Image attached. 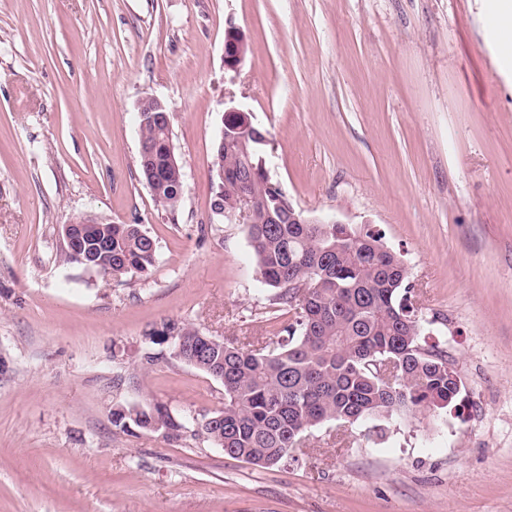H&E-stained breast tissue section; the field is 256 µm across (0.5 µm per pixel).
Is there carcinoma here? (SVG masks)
Here are the masks:
<instances>
[{
	"label": "carcinoma",
	"instance_id": "obj_1",
	"mask_svg": "<svg viewBox=\"0 0 512 512\" xmlns=\"http://www.w3.org/2000/svg\"><path fill=\"white\" fill-rule=\"evenodd\" d=\"M139 128L140 140L153 143L159 165L167 167L153 198L172 214L180 206L184 175L168 165L171 129ZM264 156L265 146L245 134L226 135L216 141L213 167L224 169L226 220L237 210L236 170L257 169L246 185L256 201L249 242L261 282L276 290L275 304L292 312L291 322L283 335L255 349L216 336L204 341L191 324L162 322L160 328L176 331L182 340L176 360L222 383L224 407L175 413L162 405L118 406L112 424L132 434L152 432L160 423L169 442L190 437L271 468L323 424L353 426L455 404L460 380L447 352L420 343L422 323L412 312V285L401 255L368 226L288 223V198L269 179ZM88 239L96 263L82 262L83 254L67 243L61 262L112 278L146 274L157 262L156 242L139 224H94ZM387 358L396 362L392 384L380 372Z\"/></svg>",
	"mask_w": 512,
	"mask_h": 512
}]
</instances>
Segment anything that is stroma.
I'll return each instance as SVG.
<instances>
[{"label":"stroma","instance_id":"1","mask_svg":"<svg viewBox=\"0 0 512 512\" xmlns=\"http://www.w3.org/2000/svg\"><path fill=\"white\" fill-rule=\"evenodd\" d=\"M494 0H0V512H512V27ZM234 22L248 52L224 66ZM170 116L185 192L143 181L137 105ZM268 133L267 172L309 218L400 253L463 382L439 411L313 429L263 469L131 435L116 405L222 408L220 382L145 346L173 319L277 335L247 225L209 221L227 106ZM139 224L146 275L60 263L63 225ZM152 351L153 364L141 361Z\"/></svg>","mask_w":512,"mask_h":512}]
</instances>
